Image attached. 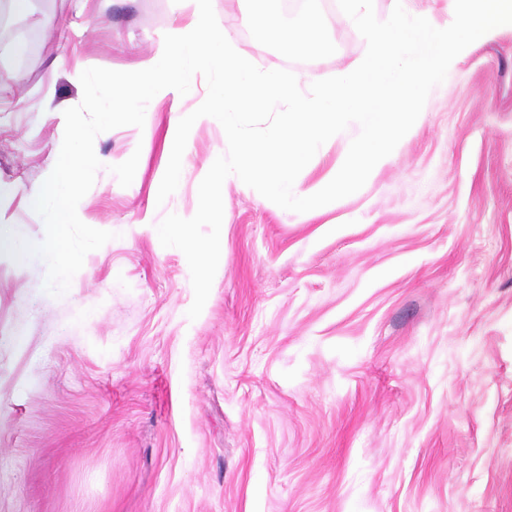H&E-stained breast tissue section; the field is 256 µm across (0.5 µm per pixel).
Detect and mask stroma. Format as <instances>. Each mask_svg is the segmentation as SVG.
I'll return each instance as SVG.
<instances>
[{"label":"stroma","mask_w":512,"mask_h":512,"mask_svg":"<svg viewBox=\"0 0 512 512\" xmlns=\"http://www.w3.org/2000/svg\"><path fill=\"white\" fill-rule=\"evenodd\" d=\"M216 17L264 71L320 80L367 48L338 0H272L314 19L328 51ZM171 0H33L0 24V226L37 245L27 203L52 172L75 69L137 70ZM179 102L99 134L77 210L115 237L62 296L36 254H0V512H512V27L471 47L420 126L356 193L308 216L223 187L220 260L201 315L185 255L156 225L192 217L228 142L198 127L157 195ZM349 132L298 175L324 176ZM140 159L130 186L110 168Z\"/></svg>","instance_id":"35a3bbf8"}]
</instances>
